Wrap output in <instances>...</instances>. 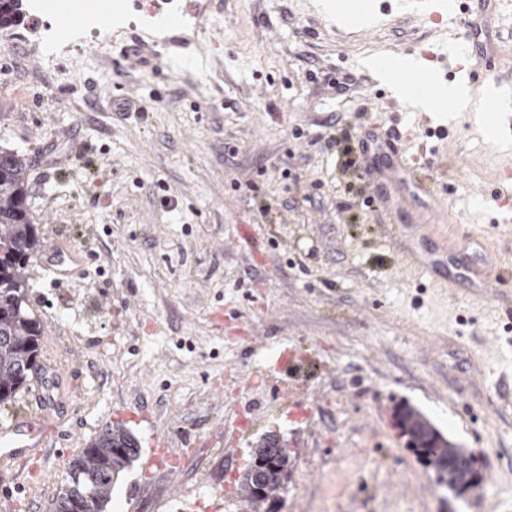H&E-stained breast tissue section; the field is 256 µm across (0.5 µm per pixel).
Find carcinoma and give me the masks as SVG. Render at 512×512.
<instances>
[{
  "label": "carcinoma",
  "mask_w": 512,
  "mask_h": 512,
  "mask_svg": "<svg viewBox=\"0 0 512 512\" xmlns=\"http://www.w3.org/2000/svg\"><path fill=\"white\" fill-rule=\"evenodd\" d=\"M22 0H0V26L10 24ZM27 160L16 153L0 151V406L14 403L36 365L39 349V322L25 308L26 285L21 270L40 247L36 228L26 210ZM395 427L407 435L426 432L430 448H416L423 461L442 472L450 457L466 454V449L443 435L420 411L406 407L398 412ZM274 438H265L254 449L252 461L241 481L246 500L261 501L260 483H280L281 471L265 468L260 462L280 453ZM140 456L136 438L120 426L106 427L69 466L66 484L57 498L56 512H69L70 504L87 495L103 512L118 475ZM482 476L476 462L457 472L449 488L463 494L480 485Z\"/></svg>",
  "instance_id": "cac0c4a2"
}]
</instances>
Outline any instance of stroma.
<instances>
[{"label": "stroma", "instance_id": "1", "mask_svg": "<svg viewBox=\"0 0 512 512\" xmlns=\"http://www.w3.org/2000/svg\"><path fill=\"white\" fill-rule=\"evenodd\" d=\"M203 12L163 33L126 25L45 55L34 22L0 27V149L28 159L27 211L42 243L84 257L52 284L32 256L27 308L41 325L39 367L0 424L54 401L50 436L0 470L8 512H53L68 463L124 424L142 453L105 512H512V325L469 289L445 288L405 259L404 225L431 247L457 245L456 221L491 255L512 250L497 198L512 193V112L493 111L495 82L465 108H417L392 77L410 50L443 79L452 33L432 18L450 0H199ZM484 49L512 67V9L485 23ZM147 48L149 66L122 50ZM208 54L194 59L197 45ZM355 83L347 95L333 83ZM118 97L150 103L116 112ZM412 131L406 153L429 160L438 209L388 211L317 141L327 125ZM175 211H168L165 199ZM249 332L233 336L226 321ZM308 351V417L290 418L276 363ZM409 405L473 452L482 483L456 495L407 448L394 415ZM277 436L288 477L245 501L258 441ZM165 438L197 449L182 475L151 465Z\"/></svg>", "mask_w": 512, "mask_h": 512}]
</instances>
